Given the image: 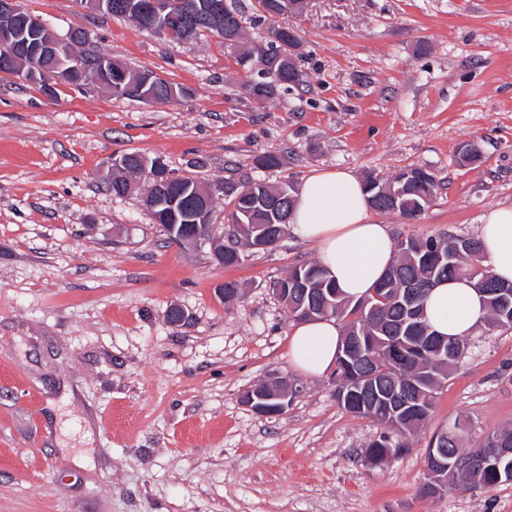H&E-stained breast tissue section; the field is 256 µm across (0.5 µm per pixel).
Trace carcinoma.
I'll return each mask as SVG.
<instances>
[{"label":"carcinoma","mask_w":512,"mask_h":512,"mask_svg":"<svg viewBox=\"0 0 512 512\" xmlns=\"http://www.w3.org/2000/svg\"><path fill=\"white\" fill-rule=\"evenodd\" d=\"M131 0H112L110 15L134 21L139 28L150 31L162 27L154 18L126 9ZM167 38L182 41L190 36L196 38L205 33L224 37V31L204 21L201 17H184L168 24ZM270 36L279 39L285 46L283 54L270 57L260 50L257 54L240 57V63L268 75L266 81H250L246 84L248 95L257 100L276 96L280 90L298 86L304 82L296 61L288 56V47L297 46V35L286 28H273ZM89 70L83 79L89 78L101 84L112 83V94L118 98L145 101L147 98H162L166 87H171L176 98L187 95V91L166 79L158 85L142 83L143 71L132 70L104 55L90 54ZM26 69L36 72L38 84L44 90H51L42 72L48 69V60L36 50L22 57ZM153 173V168L143 169L136 164L121 168V173L112 178V194L123 196L131 189L129 176ZM397 199L384 192L383 183L374 175L365 181L370 206L380 212L397 213L408 220L417 219L436 196L438 181L436 176L423 168L406 167L392 178ZM172 192L179 197L176 205L164 201L160 206L152 198H145L144 205L154 221L162 227L170 224L184 226L183 235L187 238L196 234L195 225L204 224L212 228L213 207L210 192L192 177L182 176L172 186ZM225 192L232 196L233 209L229 214L230 226L240 237L241 245L250 248L258 236L264 234L272 224L282 226L286 232L293 207V189L287 183L269 184L263 181L248 180L238 186L229 185ZM480 241L477 238L456 236H428L426 238L407 237L396 243V258L385 276L364 299L353 302L347 299L336 287L335 281L317 263H304L295 266L288 277L273 284L284 288L282 299L290 314L296 320H308L300 305L301 295L292 281L302 279L309 282L313 292L311 303L317 308L315 318L332 317L341 325V347L336 356L333 376L336 383L337 403L357 416L369 417L387 427L378 439L365 448V458L381 464L392 458L391 449L401 451L407 448L404 438L413 434L429 419L436 403L439 390L448 377L457 369L460 359L446 358L438 349L428 346L418 335L397 337V329L403 322L401 302L403 285L416 282L421 285L420 306L425 301L433 284L442 279L464 275L474 266L481 264ZM486 322L494 328L512 329V306L507 307L494 300L488 304ZM411 382L415 384L417 403L409 412L391 416L387 408L368 393L370 406L360 408L361 397L358 391L365 387H376L386 392L396 385ZM468 434V426L456 421L445 432L436 434L438 439H447L446 453L453 459H474L487 456L493 442H502L512 448V429H504L486 436L475 448L463 447ZM512 472V457L499 462L495 459L479 469H453L442 474L448 489L461 484L469 487L492 486L501 477Z\"/></svg>","instance_id":"carcinoma-1"}]
</instances>
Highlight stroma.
I'll return each instance as SVG.
<instances>
[{"instance_id":"stroma-1","label":"stroma","mask_w":512,"mask_h":512,"mask_svg":"<svg viewBox=\"0 0 512 512\" xmlns=\"http://www.w3.org/2000/svg\"><path fill=\"white\" fill-rule=\"evenodd\" d=\"M227 2L251 18L234 48L76 0H18L56 35L84 28L92 50L188 93L145 103L0 74V512H512V482L419 493L436 433L466 421L473 446L512 427V330L480 325L408 450L373 465L364 450L384 425L288 356L295 320L273 284L315 247L290 232L222 267L210 247L168 243L142 191L107 186L112 156L160 158L211 187L224 243L226 183L421 167L440 182L430 207L374 219L396 240L477 236L487 210L512 205V0H304L271 21L256 0ZM273 25L299 35L306 84L256 100L238 59ZM469 147L480 158L465 165ZM264 153L279 166L254 169ZM228 281L242 300L224 299ZM172 306L183 325L164 321ZM277 374L302 387L286 412L242 402Z\"/></svg>"}]
</instances>
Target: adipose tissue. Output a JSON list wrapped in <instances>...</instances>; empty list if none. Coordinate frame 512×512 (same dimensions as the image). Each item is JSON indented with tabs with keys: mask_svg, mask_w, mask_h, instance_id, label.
Listing matches in <instances>:
<instances>
[{
	"mask_svg": "<svg viewBox=\"0 0 512 512\" xmlns=\"http://www.w3.org/2000/svg\"><path fill=\"white\" fill-rule=\"evenodd\" d=\"M291 226L316 247L320 265L349 299L366 296L394 261L391 234L372 217L364 184L351 171L324 170L306 177L294 196ZM479 240L482 265L512 282V205L483 215ZM426 315L441 335L464 338L482 324L487 307L472 280L453 278L432 289ZM340 340L336 319L297 322L289 336L290 359L303 373L322 375L334 367Z\"/></svg>",
	"mask_w": 512,
	"mask_h": 512,
	"instance_id": "obj_1",
	"label": "adipose tissue"
}]
</instances>
